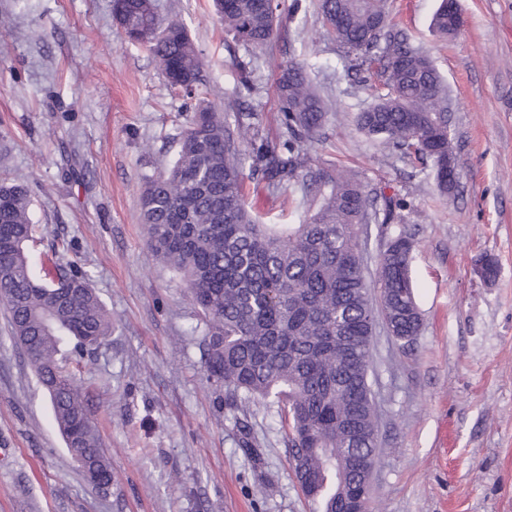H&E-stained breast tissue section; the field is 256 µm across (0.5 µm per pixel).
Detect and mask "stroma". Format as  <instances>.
<instances>
[{
    "label": "stroma",
    "instance_id": "obj_1",
    "mask_svg": "<svg viewBox=\"0 0 512 512\" xmlns=\"http://www.w3.org/2000/svg\"><path fill=\"white\" fill-rule=\"evenodd\" d=\"M277 38L235 42L212 0H159L202 61L195 99L170 87L147 47L114 20L112 0H0V178L31 189L33 269L58 240L112 319L81 362L62 351L112 463L113 485L89 484L67 455L49 398L0 307V512H314L297 483L276 409L230 407L203 371L204 324L181 275L148 248L139 195L169 166L196 100L256 110L269 140L286 136L277 73L308 60L329 110L311 169L355 174L368 196L400 199L366 224L367 274L389 239L414 241L410 265L422 328L403 344L377 325L370 383L378 463L372 512H512V0H459L463 23L430 28L439 0H389L391 16L448 84L459 161L454 197L431 164L389 155L355 117L373 100L344 66L318 0H280ZM252 58V90L239 60ZM251 210L299 224L320 192L273 191L244 175ZM498 274L480 276L485 259Z\"/></svg>",
    "mask_w": 512,
    "mask_h": 512
}]
</instances>
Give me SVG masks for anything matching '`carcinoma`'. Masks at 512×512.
Masks as SVG:
<instances>
[{"label": "carcinoma", "instance_id": "1", "mask_svg": "<svg viewBox=\"0 0 512 512\" xmlns=\"http://www.w3.org/2000/svg\"><path fill=\"white\" fill-rule=\"evenodd\" d=\"M224 30L251 49L278 35L275 0H213ZM328 33L350 56L360 82L384 91L356 115L359 130L402 157L432 164L448 196V87L430 59L390 19L387 0H320ZM126 32L151 33L149 50L170 85L191 95L201 60L186 28L165 21L156 0H126L114 14ZM432 30L448 38V6ZM305 62L279 65L277 90L287 138L259 136L258 112L233 121L200 102L177 139L171 167L145 183L140 197L147 242L182 274L203 317L207 380L230 405L262 401L284 414L292 469L318 512H352L364 496L362 471L377 451L369 383L378 322L401 340L417 336L421 316L410 277L412 241L387 243L367 281L359 226L378 222L353 177L330 179L307 166L308 147L328 121ZM271 189L319 184L321 202L301 224H264L247 207L243 168ZM399 200L385 199L383 222ZM30 191L0 182V302L16 345L46 390L65 449L96 487L112 485V467L84 404L82 386L59 365L63 337L77 353L112 334V319L83 267L48 264L35 276L25 245L32 238Z\"/></svg>", "mask_w": 512, "mask_h": 512}]
</instances>
